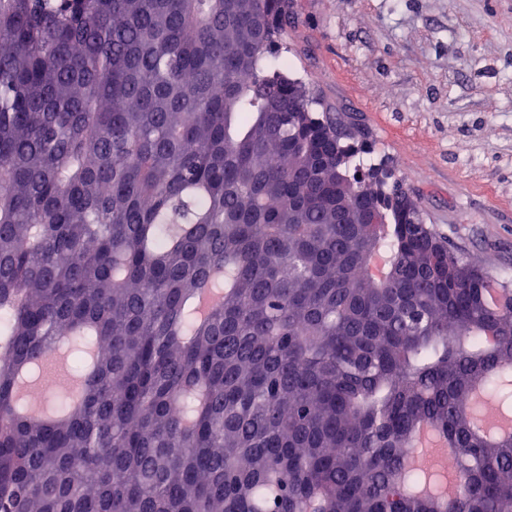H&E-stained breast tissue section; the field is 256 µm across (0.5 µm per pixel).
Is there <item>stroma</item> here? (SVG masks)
Returning a JSON list of instances; mask_svg holds the SVG:
<instances>
[{"instance_id":"obj_1","label":"stroma","mask_w":512,"mask_h":512,"mask_svg":"<svg viewBox=\"0 0 512 512\" xmlns=\"http://www.w3.org/2000/svg\"><path fill=\"white\" fill-rule=\"evenodd\" d=\"M292 77L451 245L512 276V0H293Z\"/></svg>"}]
</instances>
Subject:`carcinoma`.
<instances>
[{
	"mask_svg": "<svg viewBox=\"0 0 512 512\" xmlns=\"http://www.w3.org/2000/svg\"><path fill=\"white\" fill-rule=\"evenodd\" d=\"M292 13L0 0V512H512V280L352 164ZM61 347L79 396L25 409Z\"/></svg>",
	"mask_w": 512,
	"mask_h": 512,
	"instance_id": "carcinoma-1",
	"label": "carcinoma"
}]
</instances>
